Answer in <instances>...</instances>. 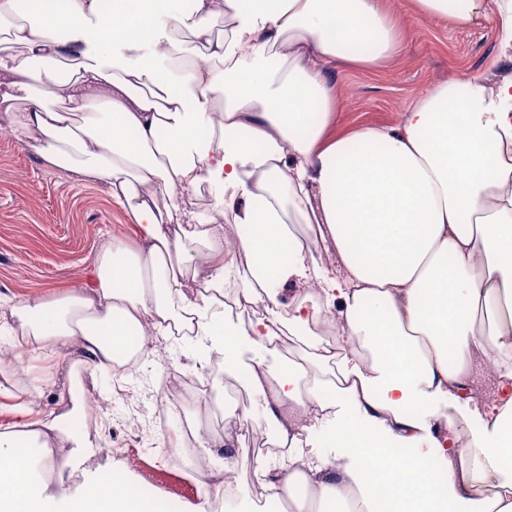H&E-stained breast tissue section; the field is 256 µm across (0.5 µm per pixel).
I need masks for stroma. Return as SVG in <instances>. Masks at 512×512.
Returning a JSON list of instances; mask_svg holds the SVG:
<instances>
[{
  "mask_svg": "<svg viewBox=\"0 0 512 512\" xmlns=\"http://www.w3.org/2000/svg\"><path fill=\"white\" fill-rule=\"evenodd\" d=\"M383 5L399 24V54L373 70L342 62L333 69L340 107L338 129L346 134L360 126L396 124L428 86L462 80L478 70L495 73L501 67L491 15L478 13L467 27L457 28L418 15L410 0H383ZM0 128L6 131L0 137V299L57 298L65 289L86 286L104 246L137 247L128 210L111 203L102 184L47 164L11 131L2 112ZM81 358L75 348L49 358L28 355L20 366L24 374L17 397L34 398L45 414L64 412L67 406L59 401V391L68 386L71 375H78L83 401L92 404L102 398L111 407L96 428L98 443L137 451L155 486L145 491L141 474L126 470L121 457L115 455L94 457L73 471L55 469L45 478L50 491L69 495L88 481H108L116 471L142 492L155 512H226L217 498L202 493L198 474L188 472L169 481L163 471L162 434L141 440L122 425L119 417L127 409V391L115 388L104 371L78 370ZM259 361L274 373L282 372L289 363L283 355L247 348L236 367L224 371L212 385L219 399L231 390L249 392L247 410L257 421L262 418L260 398L249 391L248 372ZM253 472L252 464H243L233 512H306L309 500L301 495L280 502L253 496Z\"/></svg>",
  "mask_w": 512,
  "mask_h": 512,
  "instance_id": "stroma-1",
  "label": "stroma"
}]
</instances>
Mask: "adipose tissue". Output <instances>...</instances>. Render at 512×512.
Listing matches in <instances>:
<instances>
[{
	"instance_id": "ef3b65f1",
	"label": "adipose tissue",
	"mask_w": 512,
	"mask_h": 512,
	"mask_svg": "<svg viewBox=\"0 0 512 512\" xmlns=\"http://www.w3.org/2000/svg\"><path fill=\"white\" fill-rule=\"evenodd\" d=\"M174 0H63L52 20H15L0 0V112L8 113L43 160L103 184L130 205L139 248L103 249L86 288L53 300L11 304L0 335L40 352L77 345L103 367L132 328L171 334L188 323L199 360L236 364L243 347L270 351L278 331L304 339L286 375L262 366L249 384L288 456L258 460L269 497L310 491L324 512H445L446 493L465 512H512V72L473 74L424 91L399 124L338 133L330 66L356 57L369 69L399 50L395 22L379 0H191L194 39L207 60L175 66L177 41L160 26ZM419 15L469 23L479 0H412ZM224 18L230 34L212 37ZM68 32L60 38L58 29ZM69 57L77 74L50 64ZM151 94H143L145 85ZM39 89L25 112L18 92ZM111 109L93 112L92 96ZM62 99L67 111L44 106ZM221 108L220 139H204L206 109ZM216 182L224 189L216 224L200 228L179 191ZM233 225L249 273L245 302L265 317L224 324L225 259L217 224ZM308 225L342 268L336 277L289 229ZM207 240L204 291L187 274V238ZM317 280L346 344L310 339L322 302L281 308L274 281ZM485 329H477L480 317ZM496 366L492 397L473 372ZM466 406L482 425L459 445L439 400ZM16 424L0 426V512H151L121 477L90 482L75 497L47 494L43 469L87 462L96 442L66 434L60 417L15 403ZM326 427L339 465L313 447ZM62 456H55V449ZM440 467H432L429 449Z\"/></svg>"
}]
</instances>
